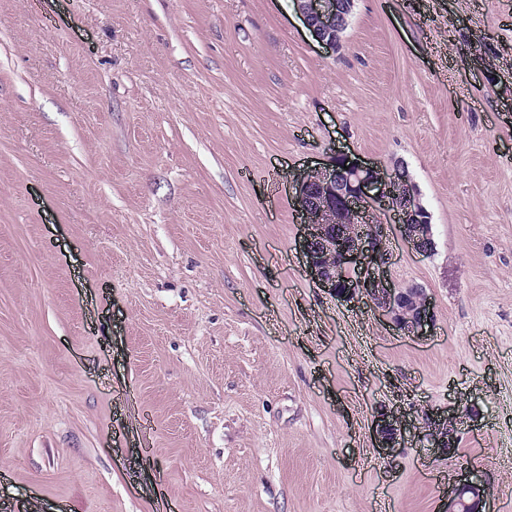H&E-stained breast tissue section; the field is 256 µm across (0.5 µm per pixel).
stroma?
<instances>
[{
	"instance_id": "1",
	"label": "stroma",
	"mask_w": 512,
	"mask_h": 512,
	"mask_svg": "<svg viewBox=\"0 0 512 512\" xmlns=\"http://www.w3.org/2000/svg\"><path fill=\"white\" fill-rule=\"evenodd\" d=\"M407 163L405 336L311 279L296 180ZM474 416L455 454L379 405ZM512 0H0V512H512ZM370 459L361 468L362 459ZM307 29L331 50L341 44L350 25L354 0H294ZM403 421L391 408L381 405L375 416L374 437L375 447L379 450L381 458H392L395 448L400 447L401 428ZM467 494H471L473 498L479 499L481 505H487L488 496L482 476L476 475L467 467L459 468L452 483L448 484V490L443 497L447 501L443 512H467V507L470 505L469 502L473 500L469 498L467 502Z\"/></svg>"
}]
</instances>
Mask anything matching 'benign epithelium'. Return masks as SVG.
<instances>
[{"instance_id": "benign-epithelium-1", "label": "benign epithelium", "mask_w": 512, "mask_h": 512, "mask_svg": "<svg viewBox=\"0 0 512 512\" xmlns=\"http://www.w3.org/2000/svg\"><path fill=\"white\" fill-rule=\"evenodd\" d=\"M307 29L331 50L341 44L350 25L354 0H295ZM298 211L307 231L300 241L306 267L315 283L340 301L361 299L379 312L401 334L422 336L434 322V307L425 288L418 284L395 285L389 274L391 229L415 253L434 252L430 213L421 202L417 183L403 162L390 168L358 163L347 158L315 168L300 177ZM390 212L391 226L378 220L377 212ZM456 402L454 415L443 419L425 414V438L432 448L457 445L453 421L467 415ZM402 420L391 408L380 406L375 416V447L382 458L400 447ZM487 505L482 476L467 467L448 484L443 512H467V495Z\"/></svg>"}]
</instances>
